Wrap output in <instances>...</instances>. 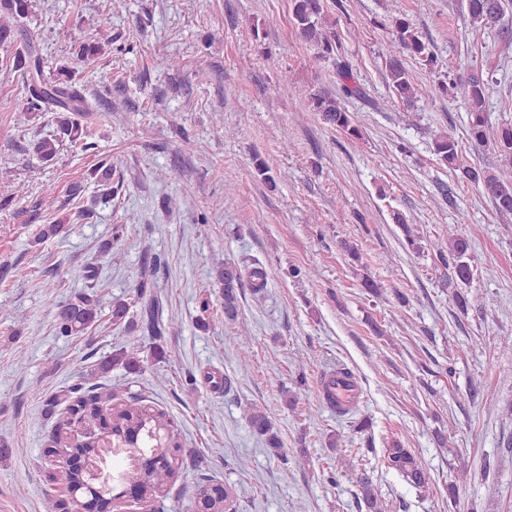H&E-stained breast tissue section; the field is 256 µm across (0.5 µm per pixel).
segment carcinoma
Wrapping results in <instances>:
<instances>
[{"label": "carcinoma", "instance_id": "cac0c4a2", "mask_svg": "<svg viewBox=\"0 0 512 512\" xmlns=\"http://www.w3.org/2000/svg\"><path fill=\"white\" fill-rule=\"evenodd\" d=\"M509 0H462L463 11L471 24L483 29L495 30L503 37L512 36V28L504 23ZM325 0H291V22L296 35L302 41L315 45L324 53L336 54V75L339 78L337 94L319 92L309 97L308 107L316 112L321 121L337 132L351 138L360 136L357 116L345 109L342 100L356 97L366 98L363 89L353 81L350 63L341 56V43L334 31L323 28ZM34 8V0H0V47L14 49L13 69L23 74L27 81L24 110L32 112H52L54 130L37 139L32 144L33 153L44 162L56 158L60 145L67 140L88 148L84 143V128L81 119L87 116L89 108L86 97L78 85L76 68L64 61L53 67L35 45L33 38H20L16 22L28 17ZM396 32L395 41L398 53L389 55L388 76L395 96L408 107L414 105L417 90L400 55L408 53L424 62L434 61V55L419 36L418 32L404 18H393ZM112 44L106 41L81 40L71 46L70 55L84 64L105 53V47ZM491 79L481 69H472L458 78L453 87L462 91L467 101V136L476 148L492 145L500 158L497 168L484 167L469 162L461 153L459 142L445 134L435 138L434 153L441 163L450 168L458 181L473 185L487 197L497 212L512 213V125L506 124L497 131H490L485 103ZM115 175L112 163H102L90 171V177L102 187V195L111 194L110 185ZM394 223L404 234L405 248L415 253L422 251L420 239L414 234L407 218L400 212H393ZM69 218H61L53 224H43L37 233L36 242L41 243L59 235L65 229ZM476 227L466 223V215L459 214L458 223L448 229V237L439 238L433 243L436 260L444 267L452 268L449 286L455 287L453 298L459 310L465 312L478 304L457 290L461 284L469 282L473 276L470 263L471 240ZM215 279L222 285L224 294V319L238 318V298L242 288V270L237 265L226 262L216 268ZM99 301L88 294H77L73 299L52 304L56 329L62 336H82L91 329L98 319ZM142 325L153 339L162 336L155 309L151 306L141 310ZM144 353L143 337L130 336L123 345L101 360L97 371L107 375L121 367L128 373H136L142 367ZM354 378L353 373L340 365L336 366L335 378L322 383L323 398L344 417L353 412L355 402L338 401L331 387ZM65 405L70 414L69 423H81L91 417L86 406L100 405L112 411L111 418L93 432H85L76 437L55 436L53 445L65 444L77 460L95 459L99 471H105L111 458L121 454V466L117 479L110 482L101 478L100 487L104 497L98 499L101 509L107 508L105 497L123 485H131L141 497L158 502L164 497L167 483L180 465L181 445L174 433L172 420L167 414L148 404H130L115 401L111 391L93 395L86 400L71 389L54 396L47 404V412L53 413L59 405ZM279 415L276 405L252 406L246 414L251 431L263 441L270 454L286 461L288 454L278 436L275 422ZM386 467L397 472L416 489H425L431 483L430 472L420 456L405 447L398 438H393L382 449ZM64 484L74 495L87 493L83 486L81 469L72 467L63 476ZM356 508L359 512H386V507L375 491L368 474L363 473L356 480ZM197 512H224L232 509L229 492L218 494L208 485H199L194 497Z\"/></svg>", "mask_w": 512, "mask_h": 512}]
</instances>
